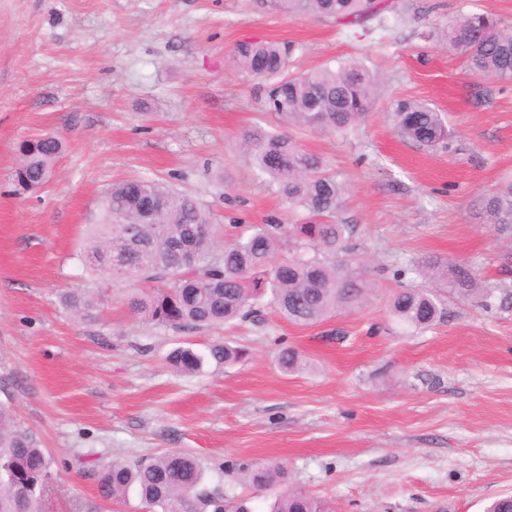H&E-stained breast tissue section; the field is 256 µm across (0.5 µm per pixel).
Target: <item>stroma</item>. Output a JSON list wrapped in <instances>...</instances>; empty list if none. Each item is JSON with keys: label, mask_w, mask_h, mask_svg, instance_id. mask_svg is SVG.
<instances>
[{"label": "stroma", "mask_w": 512, "mask_h": 512, "mask_svg": "<svg viewBox=\"0 0 512 512\" xmlns=\"http://www.w3.org/2000/svg\"><path fill=\"white\" fill-rule=\"evenodd\" d=\"M394 5L401 21L365 32L270 0H0V402L51 461L41 512H138L133 493L102 500L89 470L166 450L198 456L205 485L253 512L273 496L228 464L283 466L334 512H484L512 493V306L440 288L436 324L391 314L396 291L429 288L416 265L436 256L512 288V240L483 212L512 175V83L468 72L441 35L481 10L512 27V0ZM248 39L298 43L294 73L356 57L383 79L357 133L289 129L346 183L336 221L372 289L309 326L268 309L259 325L175 332L131 315L122 288L78 317L66 299L95 287L81 255L113 184L166 183L217 224L302 220L238 150L244 129L278 126L266 83L230 63ZM401 100L442 112L452 138L403 140L389 119ZM42 134L62 154L39 196H17V144ZM281 339L313 370L281 373ZM225 340L248 360L193 375L166 361L179 343Z\"/></svg>", "instance_id": "obj_1"}]
</instances>
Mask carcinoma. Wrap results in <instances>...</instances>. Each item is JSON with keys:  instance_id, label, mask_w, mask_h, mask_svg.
Listing matches in <instances>:
<instances>
[{"instance_id": "1", "label": "carcinoma", "mask_w": 512, "mask_h": 512, "mask_svg": "<svg viewBox=\"0 0 512 512\" xmlns=\"http://www.w3.org/2000/svg\"><path fill=\"white\" fill-rule=\"evenodd\" d=\"M290 13L315 14L344 27L381 30L398 15L385 0H273ZM448 51L461 57L474 74L512 83V31L491 12H473L448 23ZM297 49L291 41H252L235 46L232 64L240 72L271 81L268 110L287 125L345 136L364 124L379 92L377 74L360 60H341L304 73H287ZM399 135L432 147L450 135L442 113L416 102L400 101L391 112ZM245 157L257 174L269 180L290 205L307 219L281 231L278 224H249L247 230L217 245L223 235L204 205L191 195L154 180L135 179L112 185L102 199V224L85 248V262L102 287L140 284L126 305L143 321L174 331L255 320L261 300L296 325H313L339 308L353 309L371 288L359 260L338 258L349 226L336 223L346 185L331 164L310 152L293 136L255 127L243 134ZM62 151L60 139L31 137L17 145L18 160L9 180L20 196L40 192ZM487 223L512 230V178L484 198ZM138 239L126 242L129 226ZM284 257L277 263L273 257ZM430 277L448 284V293L468 300L489 298L469 265L443 259L427 262ZM391 313L416 328L432 325L440 303L430 293L402 288L392 299ZM248 351L215 342L198 351L179 346L168 355L176 370L195 374L204 366L233 365ZM277 363L287 375L306 371L310 363L293 345H283ZM245 482L274 488L288 481L281 468L227 465ZM98 491L105 499L135 491L152 512H249L232 504L224 492L204 485L198 459L181 450H167L133 462L106 461L93 466ZM49 460L33 435L19 427L0 404V512H36ZM272 512H329L326 504L301 491L284 490Z\"/></svg>"}]
</instances>
